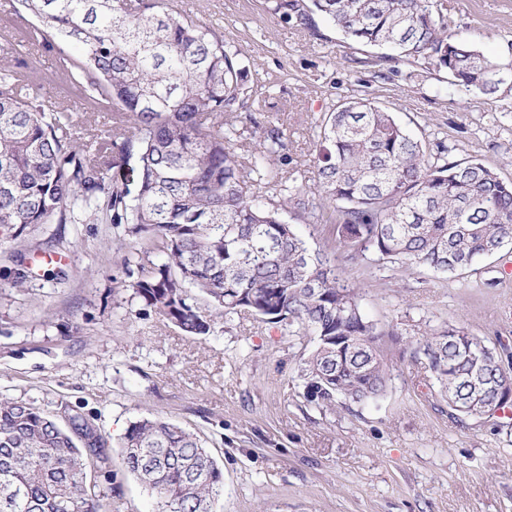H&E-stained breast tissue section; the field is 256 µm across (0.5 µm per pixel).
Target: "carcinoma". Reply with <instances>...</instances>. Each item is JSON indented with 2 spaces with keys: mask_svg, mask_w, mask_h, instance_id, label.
Here are the masks:
<instances>
[{
  "mask_svg": "<svg viewBox=\"0 0 512 512\" xmlns=\"http://www.w3.org/2000/svg\"><path fill=\"white\" fill-rule=\"evenodd\" d=\"M38 21L61 65L115 108L112 134L77 142L61 111L18 88L0 66V226L127 224L158 260L136 263L130 288L145 307L189 336L213 318L247 312L316 338L302 373L311 401L383 398L389 366L384 332L365 314L361 289L338 258L312 249L282 211L308 203L289 183L288 140L276 126L261 146L237 151L240 95L249 70L205 23L165 0H18ZM285 20L312 27L317 13L342 35L387 48L396 70L423 62L453 85L495 95L512 86V58L490 55L447 32L433 0H277ZM441 142L412 136L390 112L347 99L323 117L318 189L335 242L348 260L370 252L382 264L443 275L477 271L512 240V180L478 159L449 160ZM136 178L108 176L115 170ZM262 194H249L252 186ZM202 294L208 308L192 301ZM348 343L336 355V343ZM500 349L459 329L425 337L428 363L453 418L505 409L512 380ZM124 463L155 497L157 512H214L224 471L196 433L143 417L121 437ZM108 443L81 414L60 424L23 400L0 399V512H100L89 470L109 463Z\"/></svg>",
  "mask_w": 512,
  "mask_h": 512,
  "instance_id": "obj_1",
  "label": "carcinoma"
}]
</instances>
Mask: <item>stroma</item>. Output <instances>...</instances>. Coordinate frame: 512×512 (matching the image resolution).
Here are the masks:
<instances>
[{"label": "stroma", "instance_id": "1", "mask_svg": "<svg viewBox=\"0 0 512 512\" xmlns=\"http://www.w3.org/2000/svg\"><path fill=\"white\" fill-rule=\"evenodd\" d=\"M449 32L489 54L512 41V0H436ZM206 21L250 71L242 128L258 147L262 126L288 139L297 185L313 203L321 121L338 101L366 98L417 138L444 141L450 157H476L512 180V93L477 95L418 63L380 75L383 51L346 40L324 18L314 29L275 13V0H176ZM34 21L0 15V44L27 63V93L65 108L83 140L112 131V109L90 99L32 38ZM134 244L121 224H40L0 233V396L34 403L58 421L80 413L111 442L92 477L109 489L102 512H153L125 469L130 422L159 417L205 441L224 470L216 512H512V417L458 420L436 394L423 357L434 331L460 328L484 344L512 341V242L478 264L475 279L346 263L362 305L389 331V380L376 403L322 408L299 366L313 336L248 314L215 319L188 336L128 288ZM24 283H17L18 273Z\"/></svg>", "mask_w": 512, "mask_h": 512}]
</instances>
